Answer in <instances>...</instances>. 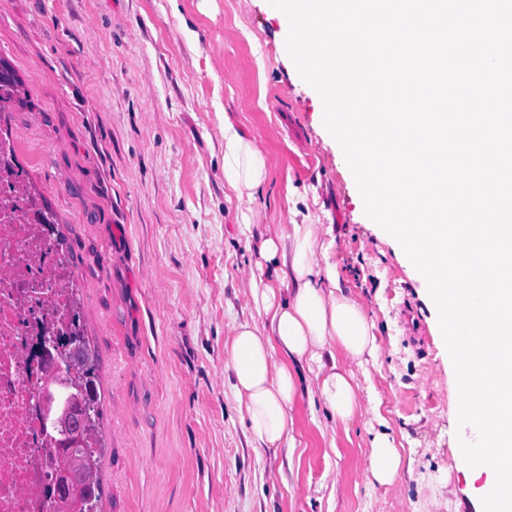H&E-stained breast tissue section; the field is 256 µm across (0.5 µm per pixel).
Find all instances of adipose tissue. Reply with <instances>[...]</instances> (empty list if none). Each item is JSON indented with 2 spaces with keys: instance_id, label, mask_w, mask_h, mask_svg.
I'll return each mask as SVG.
<instances>
[{
  "instance_id": "ef3b65f1",
  "label": "adipose tissue",
  "mask_w": 512,
  "mask_h": 512,
  "mask_svg": "<svg viewBox=\"0 0 512 512\" xmlns=\"http://www.w3.org/2000/svg\"><path fill=\"white\" fill-rule=\"evenodd\" d=\"M266 177L265 159L254 140L232 122L224 124V181L238 199L253 198ZM319 224H291L267 237L262 255L269 278L252 288L268 323H234L224 344V364L244 408L251 438L278 450L293 444L291 411L307 382L334 422L348 425L360 412L358 384L346 360L374 355L372 325L362 307L336 283ZM402 458L389 433L370 443L366 477L381 486L396 483Z\"/></svg>"
}]
</instances>
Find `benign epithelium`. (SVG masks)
Wrapping results in <instances>:
<instances>
[{"instance_id":"benign-epithelium-1","label":"benign epithelium","mask_w":512,"mask_h":512,"mask_svg":"<svg viewBox=\"0 0 512 512\" xmlns=\"http://www.w3.org/2000/svg\"><path fill=\"white\" fill-rule=\"evenodd\" d=\"M40 360L46 379L36 394L35 408L45 435L69 449H83L86 458L92 459L98 449L93 428L97 394L89 347L81 336L63 343L56 336H45ZM44 465L55 473L57 494H65L74 477L68 453L46 457Z\"/></svg>"}]
</instances>
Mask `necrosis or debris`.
Wrapping results in <instances>:
<instances>
[{"mask_svg": "<svg viewBox=\"0 0 512 512\" xmlns=\"http://www.w3.org/2000/svg\"><path fill=\"white\" fill-rule=\"evenodd\" d=\"M16 151L0 139V512H53L44 496L50 480L36 465L46 446L32 408L43 379L37 342L43 332L72 329L74 271L23 184Z\"/></svg>", "mask_w": 512, "mask_h": 512, "instance_id": "1", "label": "necrosis or debris"}]
</instances>
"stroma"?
Segmentation results:
<instances>
[{"instance_id":"35a3bbf8","label":"stroma","mask_w":512,"mask_h":512,"mask_svg":"<svg viewBox=\"0 0 512 512\" xmlns=\"http://www.w3.org/2000/svg\"><path fill=\"white\" fill-rule=\"evenodd\" d=\"M287 29L268 0H0V57L27 97L0 131L57 216L96 358L97 512H481L438 317L366 216ZM228 117L266 160L249 202L224 183ZM296 211L330 226L337 283L377 351L348 364L362 402L349 426L301 394L295 445L273 452L247 432L224 343L233 321L264 325L260 245ZM381 421L403 462L372 487Z\"/></svg>"}]
</instances>
